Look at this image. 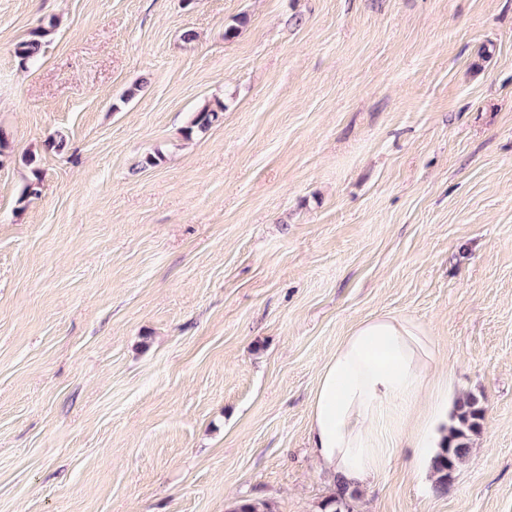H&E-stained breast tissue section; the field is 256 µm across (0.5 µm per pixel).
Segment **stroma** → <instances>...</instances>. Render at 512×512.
Wrapping results in <instances>:
<instances>
[{
    "label": "stroma",
    "instance_id": "stroma-1",
    "mask_svg": "<svg viewBox=\"0 0 512 512\" xmlns=\"http://www.w3.org/2000/svg\"><path fill=\"white\" fill-rule=\"evenodd\" d=\"M0 126V512H321L310 396L378 313L485 418L354 512H512V0H0ZM54 27L55 25L51 21L40 25L31 32L29 39L17 44L15 57L21 69H27L28 64L38 56L43 40L51 34ZM228 108V104L221 99L203 104L193 113L189 124L182 131L183 136L190 139L194 134L207 131L213 124L220 121Z\"/></svg>",
    "mask_w": 512,
    "mask_h": 512
}]
</instances>
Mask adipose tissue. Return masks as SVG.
<instances>
[{
    "label": "adipose tissue",
    "instance_id": "adipose-tissue-1",
    "mask_svg": "<svg viewBox=\"0 0 512 512\" xmlns=\"http://www.w3.org/2000/svg\"><path fill=\"white\" fill-rule=\"evenodd\" d=\"M437 342L411 319L359 320L320 369L310 402L309 442L347 486L375 479L400 448L417 449L427 472L446 442L452 376Z\"/></svg>",
    "mask_w": 512,
    "mask_h": 512
}]
</instances>
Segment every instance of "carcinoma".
Returning a JSON list of instances; mask_svg holds the SVG:
<instances>
[{"instance_id": "cac0c4a2", "label": "carcinoma", "mask_w": 512, "mask_h": 512, "mask_svg": "<svg viewBox=\"0 0 512 512\" xmlns=\"http://www.w3.org/2000/svg\"><path fill=\"white\" fill-rule=\"evenodd\" d=\"M53 29L54 23L51 21L40 25L31 32L29 39L17 44L15 57L20 68H27L38 56L43 40ZM227 109L228 104L221 99L203 104L193 113L189 124L183 129V136L189 139L195 134L207 131L220 121ZM22 162L32 167V178L26 182L21 199L35 198L39 195L41 183L40 172L34 167L35 157L26 155ZM484 417L485 409L475 396L466 394L456 401L452 423L448 427L446 445L439 449L431 462L434 488L437 492L442 494L448 491L456 470L469 456L472 437L480 433ZM347 497L348 489L339 484L336 487V494L326 501L324 508L329 512H351Z\"/></svg>"}]
</instances>
